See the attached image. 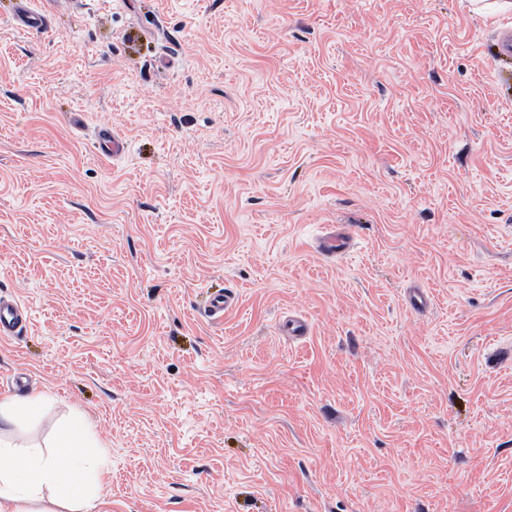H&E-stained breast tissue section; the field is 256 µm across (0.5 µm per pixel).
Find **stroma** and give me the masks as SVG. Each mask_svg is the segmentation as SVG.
<instances>
[{
    "mask_svg": "<svg viewBox=\"0 0 512 512\" xmlns=\"http://www.w3.org/2000/svg\"><path fill=\"white\" fill-rule=\"evenodd\" d=\"M15 9L0 297L30 326L0 396L47 395L27 443L86 413L98 512H512V14L52 0L24 34ZM328 224L353 252L315 250ZM97 144L103 158L113 160L125 151L127 143L121 135L106 128L99 130Z\"/></svg>",
    "mask_w": 512,
    "mask_h": 512,
    "instance_id": "35a3bbf8",
    "label": "stroma"
}]
</instances>
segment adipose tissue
<instances>
[{
	"instance_id": "obj_1",
	"label": "adipose tissue",
	"mask_w": 512,
	"mask_h": 512,
	"mask_svg": "<svg viewBox=\"0 0 512 512\" xmlns=\"http://www.w3.org/2000/svg\"><path fill=\"white\" fill-rule=\"evenodd\" d=\"M34 396L0 400V512H96L101 473L84 441L86 415L74 414L53 449L18 445V416Z\"/></svg>"
}]
</instances>
